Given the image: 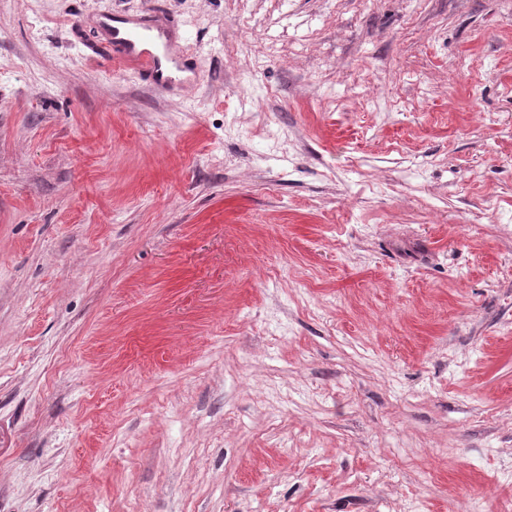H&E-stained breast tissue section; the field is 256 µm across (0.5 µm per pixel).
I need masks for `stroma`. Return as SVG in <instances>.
Returning <instances> with one entry per match:
<instances>
[{
	"label": "stroma",
	"mask_w": 512,
	"mask_h": 512,
	"mask_svg": "<svg viewBox=\"0 0 512 512\" xmlns=\"http://www.w3.org/2000/svg\"><path fill=\"white\" fill-rule=\"evenodd\" d=\"M163 9L191 94L92 57ZM0 512H512V0H0Z\"/></svg>",
	"instance_id": "stroma-1"
}]
</instances>
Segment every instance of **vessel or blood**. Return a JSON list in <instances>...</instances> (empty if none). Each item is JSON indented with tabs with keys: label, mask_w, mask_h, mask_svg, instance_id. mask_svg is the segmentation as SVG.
I'll return each instance as SVG.
<instances>
[{
	"label": "vessel or blood",
	"mask_w": 512,
	"mask_h": 512,
	"mask_svg": "<svg viewBox=\"0 0 512 512\" xmlns=\"http://www.w3.org/2000/svg\"><path fill=\"white\" fill-rule=\"evenodd\" d=\"M100 28L104 38L93 45L95 54L122 63L159 91L168 93L176 88L185 94L192 90L193 81L176 77L177 72L188 68L186 52L154 34L151 16L122 29L113 26L107 17L101 21Z\"/></svg>",
	"instance_id": "obj_1"
}]
</instances>
